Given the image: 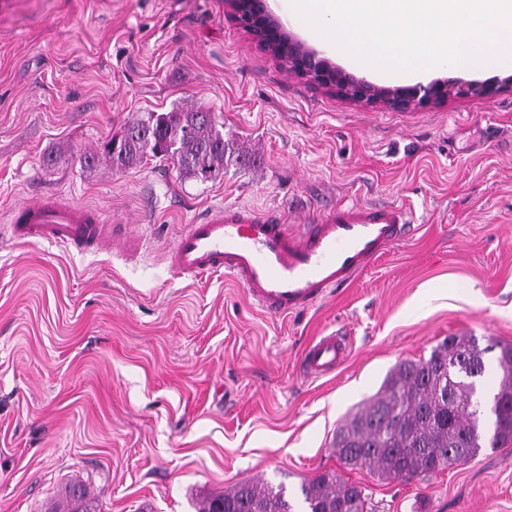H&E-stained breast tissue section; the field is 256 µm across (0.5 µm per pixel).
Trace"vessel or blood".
Here are the masks:
<instances>
[{
	"instance_id": "1",
	"label": "vessel or blood",
	"mask_w": 512,
	"mask_h": 512,
	"mask_svg": "<svg viewBox=\"0 0 512 512\" xmlns=\"http://www.w3.org/2000/svg\"><path fill=\"white\" fill-rule=\"evenodd\" d=\"M410 211L394 206L354 218L337 207L316 224L255 221L217 210L184 225L170 253L172 268L198 277L224 272L264 313L285 317L314 307L352 281L411 231ZM11 236L24 242H55L80 252L108 248L112 227L94 209L49 197L12 212ZM348 346L337 334L305 348L299 372L308 378L334 373Z\"/></svg>"
}]
</instances>
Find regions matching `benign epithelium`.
I'll return each mask as SVG.
<instances>
[{
  "label": "benign epithelium",
  "instance_id": "1",
  "mask_svg": "<svg viewBox=\"0 0 512 512\" xmlns=\"http://www.w3.org/2000/svg\"><path fill=\"white\" fill-rule=\"evenodd\" d=\"M235 19L245 16L246 30L259 46L277 58L293 73L340 99L365 101L392 108L438 105L452 94L490 95L501 88H512L509 76L493 84L459 86L448 80L436 81L426 88L382 87L365 83L297 40L266 5V0H226Z\"/></svg>",
  "mask_w": 512,
  "mask_h": 512
}]
</instances>
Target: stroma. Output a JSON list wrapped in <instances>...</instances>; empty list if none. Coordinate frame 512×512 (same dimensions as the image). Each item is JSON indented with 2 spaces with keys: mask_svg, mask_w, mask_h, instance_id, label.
Returning a JSON list of instances; mask_svg holds the SVG:
<instances>
[{
  "mask_svg": "<svg viewBox=\"0 0 512 512\" xmlns=\"http://www.w3.org/2000/svg\"><path fill=\"white\" fill-rule=\"evenodd\" d=\"M0 512H43L82 482L99 512H195L242 481L326 471L372 512H512V447L405 482L341 466L337 429L402 360L451 336L512 344V90L393 109L344 101L282 67L225 0H0ZM214 113L261 158L223 180L103 141L150 112ZM52 195L128 225L135 248L78 254L3 235ZM402 205L418 229L346 288L288 318L216 272L178 275L183 225L225 205L316 220ZM340 333L334 373L299 372ZM348 354V345L340 335L319 336L305 348L299 372L307 378L332 374L343 365Z\"/></svg>",
  "mask_w": 512,
  "mask_h": 512,
  "instance_id": "1",
  "label": "stroma"
}]
</instances>
